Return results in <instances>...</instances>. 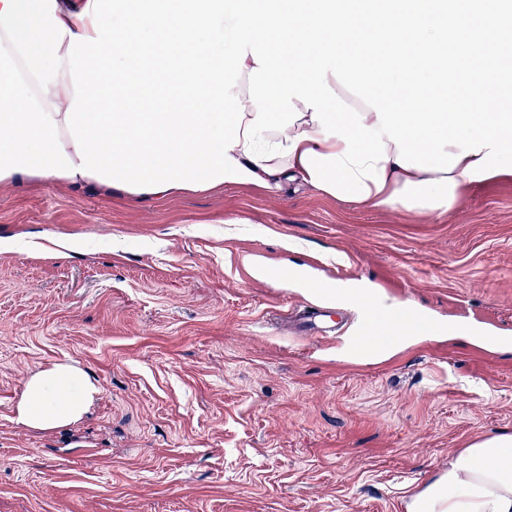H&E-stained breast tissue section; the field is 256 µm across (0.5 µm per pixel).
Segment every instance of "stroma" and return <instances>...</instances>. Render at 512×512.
Listing matches in <instances>:
<instances>
[{"mask_svg":"<svg viewBox=\"0 0 512 512\" xmlns=\"http://www.w3.org/2000/svg\"><path fill=\"white\" fill-rule=\"evenodd\" d=\"M353 288L409 300L439 333L357 358ZM330 299L334 336L295 332V310ZM59 362L96 402L62 428L19 422L25 382ZM503 432L512 180L441 216L294 184L160 202L0 187V512H406L462 448Z\"/></svg>","mask_w":512,"mask_h":512,"instance_id":"obj_1","label":"stroma"}]
</instances>
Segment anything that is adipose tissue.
Listing matches in <instances>:
<instances>
[{
	"label": "adipose tissue",
	"instance_id": "obj_1",
	"mask_svg": "<svg viewBox=\"0 0 512 512\" xmlns=\"http://www.w3.org/2000/svg\"><path fill=\"white\" fill-rule=\"evenodd\" d=\"M72 97L69 68L65 65L59 70L56 85L39 97L44 110L56 120L59 140L71 157L76 151L64 118ZM303 132L307 140L299 142L289 156L270 160L265 168L245 157L243 146L234 147L230 155L261 175L275 193L298 183L339 203L412 215L446 214L461 204L471 187L464 174L470 157H463L448 173L405 169L397 164L398 152L391 143L386 147L385 184L376 188L343 157L344 141L322 139L320 125L307 115L285 132H266L265 138L275 143ZM98 394V386L83 370L57 363L26 381L17 419L39 429L74 423L87 413ZM406 512H512V433L473 441L449 463L447 471L410 496Z\"/></svg>",
	"mask_w": 512,
	"mask_h": 512
}]
</instances>
